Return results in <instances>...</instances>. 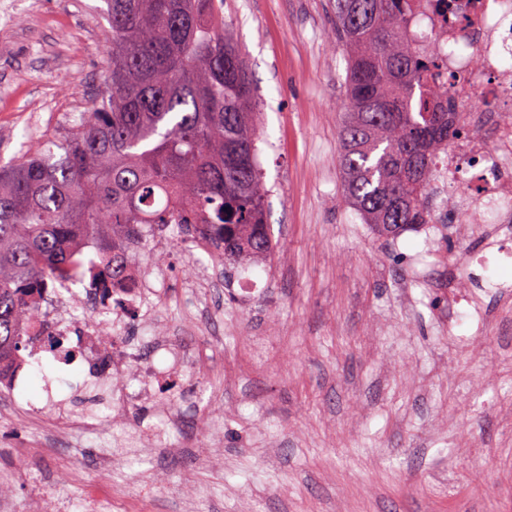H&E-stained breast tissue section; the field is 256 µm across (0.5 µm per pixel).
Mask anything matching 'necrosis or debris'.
I'll use <instances>...</instances> for the list:
<instances>
[{"mask_svg":"<svg viewBox=\"0 0 512 512\" xmlns=\"http://www.w3.org/2000/svg\"><path fill=\"white\" fill-rule=\"evenodd\" d=\"M409 36L421 50H443L440 77L458 99L466 132L439 150L432 184L437 203H450L461 224L494 219L512 224V0H413ZM163 274L148 277L130 271L112 292L120 306L104 307L98 295L77 288L48 287L39 321L46 333L32 337V356L50 353L79 368L87 384L113 379L108 414L60 410L68 428L92 430L118 421L130 400H144L173 383L190 361L188 350L151 334L146 321L150 300L161 293ZM86 298L91 310L63 318L57 312L67 299ZM142 320L148 334V361H136L135 349L122 330Z\"/></svg>","mask_w":512,"mask_h":512,"instance_id":"obj_1","label":"necrosis or debris"}]
</instances>
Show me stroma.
<instances>
[{"instance_id": "35a3bbf8", "label": "stroma", "mask_w": 512, "mask_h": 512, "mask_svg": "<svg viewBox=\"0 0 512 512\" xmlns=\"http://www.w3.org/2000/svg\"><path fill=\"white\" fill-rule=\"evenodd\" d=\"M0 20V163L68 134L105 77L103 0H9ZM336 0H224L268 138L272 259L225 268L147 227L135 264L168 274L154 330L194 353L173 390L130 405L132 448L111 429L55 443L50 414L22 420L0 394V512H512V247L492 224H429L374 235L347 205L338 167L346 60L329 35ZM446 244L434 248L433 240ZM488 251V269L466 265ZM253 284V305L200 272ZM24 399L46 378L68 408L98 414L108 385L23 367ZM179 417L156 431L155 402Z\"/></svg>"}]
</instances>
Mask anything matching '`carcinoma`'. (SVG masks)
<instances>
[{
    "mask_svg": "<svg viewBox=\"0 0 512 512\" xmlns=\"http://www.w3.org/2000/svg\"><path fill=\"white\" fill-rule=\"evenodd\" d=\"M112 57L72 131L0 166V382L19 369L49 283H117L146 224H175L234 267L271 259L258 112L224 0H104ZM408 0H336L347 68L338 164L379 237L431 221L435 155L463 132Z\"/></svg>",
    "mask_w": 512,
    "mask_h": 512,
    "instance_id": "cac0c4a2",
    "label": "carcinoma"
}]
</instances>
